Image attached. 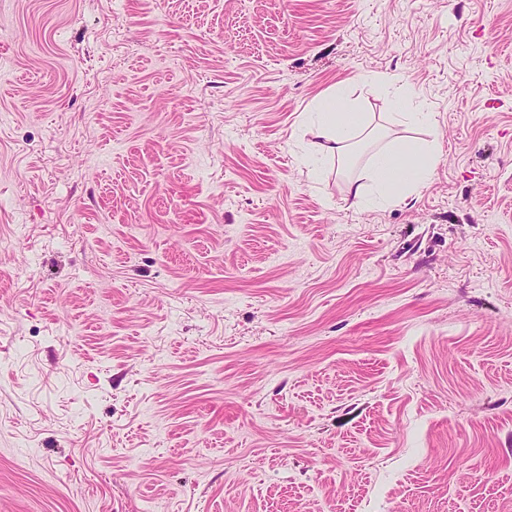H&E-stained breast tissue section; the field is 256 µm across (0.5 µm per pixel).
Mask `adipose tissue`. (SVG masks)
<instances>
[{
	"label": "adipose tissue",
	"instance_id": "adipose-tissue-1",
	"mask_svg": "<svg viewBox=\"0 0 512 512\" xmlns=\"http://www.w3.org/2000/svg\"><path fill=\"white\" fill-rule=\"evenodd\" d=\"M313 120L319 139L337 154H346L350 141L366 130L362 113L351 108L342 92L319 98ZM438 155L434 147L413 142L400 143L393 151L378 154L367 172L369 187H357L355 196L365 200L367 190L380 199H403L424 186L435 171Z\"/></svg>",
	"mask_w": 512,
	"mask_h": 512
}]
</instances>
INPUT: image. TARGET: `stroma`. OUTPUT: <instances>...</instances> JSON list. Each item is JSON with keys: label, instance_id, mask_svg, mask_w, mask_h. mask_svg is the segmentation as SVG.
I'll list each match as a JSON object with an SVG mask.
<instances>
[{"label": "stroma", "instance_id": "35a3bbf8", "mask_svg": "<svg viewBox=\"0 0 512 512\" xmlns=\"http://www.w3.org/2000/svg\"><path fill=\"white\" fill-rule=\"evenodd\" d=\"M0 512H512V0H0ZM313 120L319 142L343 156L351 146L349 141L366 130L365 116L351 108L341 90L325 94L316 103ZM434 147L402 142L391 152L379 153L367 172L372 189L383 201L404 199L424 186L435 171Z\"/></svg>", "mask_w": 512, "mask_h": 512}]
</instances>
